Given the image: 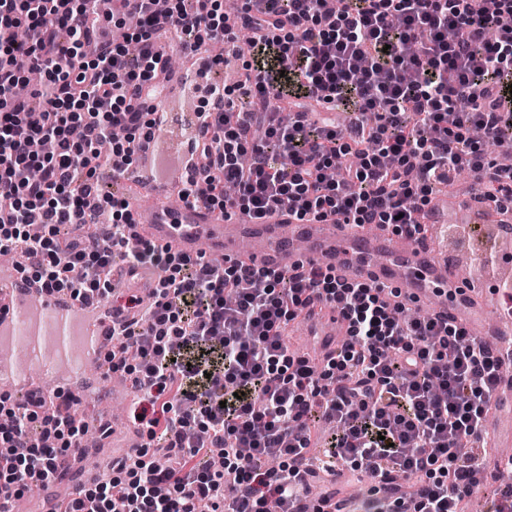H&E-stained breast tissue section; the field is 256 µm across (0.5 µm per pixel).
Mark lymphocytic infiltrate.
<instances>
[{
	"label": "lymphocytic infiltrate",
	"mask_w": 512,
	"mask_h": 512,
	"mask_svg": "<svg viewBox=\"0 0 512 512\" xmlns=\"http://www.w3.org/2000/svg\"><path fill=\"white\" fill-rule=\"evenodd\" d=\"M130 13L137 52L107 41L88 56L84 0H0V198L12 202L0 250L20 252L48 291L114 304L115 344L139 357L112 354L105 367L129 378V413L147 428L143 446L77 481L54 512H268L272 502L340 512L334 497L312 498L307 478L323 422L337 430L320 472L346 466L392 483L377 512H465L482 491L485 455L459 448L482 438L501 367L482 341L392 311L393 289L331 268L215 266L133 243L126 198L92 209L85 199L94 173L128 159L150 125L136 103L157 89L160 48L199 51L245 28L248 83L225 88L223 111L211 113L213 135L195 147L207 190L187 187L186 203L255 219L285 205L421 240L432 194L465 170L512 213V169L483 148L512 151V0H341L333 12L322 0H244L232 19L221 0H168L163 11L132 0ZM31 68L45 74L38 109L16 93ZM323 99L348 113L344 127L314 110ZM349 155L359 165L327 179ZM148 266L151 300L115 304L113 269L134 280ZM318 305L338 309L347 327L323 364L288 344L289 328ZM76 404L70 393L0 394L10 418L0 424V512L61 479L60 460L84 444Z\"/></svg>",
	"instance_id": "obj_1"
}]
</instances>
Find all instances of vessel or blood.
<instances>
[{"mask_svg":"<svg viewBox=\"0 0 512 512\" xmlns=\"http://www.w3.org/2000/svg\"><path fill=\"white\" fill-rule=\"evenodd\" d=\"M142 108L155 121L141 137L150 145L169 127L172 114L157 101L145 102ZM159 169V178L144 185L151 206L129 202L131 240L191 256L202 251L215 265L332 267L350 281L399 289L400 301L408 304L433 302L436 313L493 340V351L503 362L497 402L502 411L512 412V316L487 317L489 297L481 286L465 287L452 278L447 255L385 230L369 236L333 218L298 220L279 211L253 219L233 210L220 216L197 204L175 206L168 200L169 188L201 181V167L186 152L175 160L160 159ZM115 319L109 307L37 290L25 274L14 272L0 287V361L9 363L16 386L28 385L32 367L97 362L112 341Z\"/></svg>","mask_w":512,"mask_h":512,"instance_id":"obj_1","label":"vessel or blood"}]
</instances>
